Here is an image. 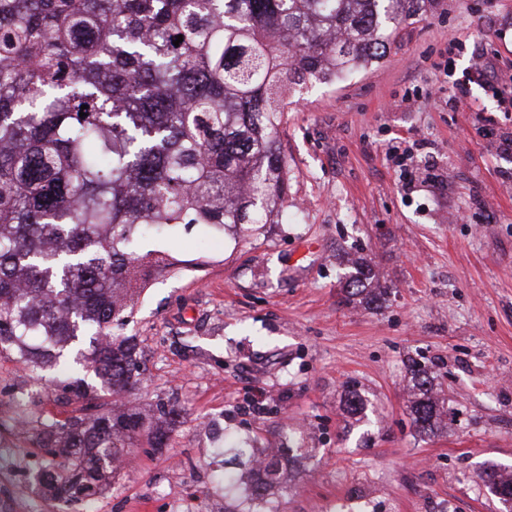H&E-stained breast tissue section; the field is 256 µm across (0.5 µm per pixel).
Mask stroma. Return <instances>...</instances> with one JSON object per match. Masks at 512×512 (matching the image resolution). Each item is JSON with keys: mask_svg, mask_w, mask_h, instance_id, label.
I'll use <instances>...</instances> for the list:
<instances>
[{"mask_svg": "<svg viewBox=\"0 0 512 512\" xmlns=\"http://www.w3.org/2000/svg\"><path fill=\"white\" fill-rule=\"evenodd\" d=\"M510 77L512 0H440L384 61L294 100L274 223L143 243L177 261L125 329L151 377L133 401L182 411L167 447L141 441L103 495L58 505L33 478L37 430L16 423L32 379L0 354V512H224L244 499L217 489L224 471L254 478L230 437L312 451L262 512H502L479 474L512 467V154L488 137L512 136ZM357 256L378 307L345 300ZM412 359L448 410L433 434L409 415Z\"/></svg>", "mask_w": 512, "mask_h": 512, "instance_id": "stroma-1", "label": "stroma"}]
</instances>
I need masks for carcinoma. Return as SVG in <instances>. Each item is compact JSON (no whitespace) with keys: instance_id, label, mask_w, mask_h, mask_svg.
I'll return each mask as SVG.
<instances>
[{"instance_id":"obj_1","label":"carcinoma","mask_w":512,"mask_h":512,"mask_svg":"<svg viewBox=\"0 0 512 512\" xmlns=\"http://www.w3.org/2000/svg\"><path fill=\"white\" fill-rule=\"evenodd\" d=\"M439 0H0V352L33 380L58 373L56 401L90 375L122 395L147 382L126 336L150 272L140 252L179 225L268 224L285 194L277 151L288 97L387 56ZM183 36L179 45L173 41ZM87 109H81V106ZM371 268L350 275L371 296ZM412 423L440 427L443 405L409 367ZM175 407L41 422L35 479L51 499L91 502L142 434L162 448ZM262 464L250 497L281 487L293 448H237ZM480 479L512 512V471Z\"/></svg>"}]
</instances>
